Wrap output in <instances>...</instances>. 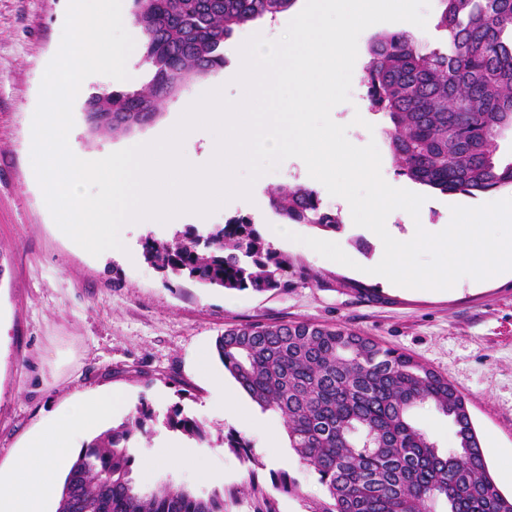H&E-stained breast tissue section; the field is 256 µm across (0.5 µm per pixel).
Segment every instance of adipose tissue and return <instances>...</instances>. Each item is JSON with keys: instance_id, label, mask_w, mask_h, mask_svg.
Returning <instances> with one entry per match:
<instances>
[{"instance_id": "obj_1", "label": "adipose tissue", "mask_w": 512, "mask_h": 512, "mask_svg": "<svg viewBox=\"0 0 512 512\" xmlns=\"http://www.w3.org/2000/svg\"><path fill=\"white\" fill-rule=\"evenodd\" d=\"M112 410L111 399H84L31 437L9 472L0 473V512H46L65 459L77 440Z\"/></svg>"}]
</instances>
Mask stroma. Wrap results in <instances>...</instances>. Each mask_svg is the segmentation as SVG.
<instances>
[{
  "instance_id": "stroma-1",
  "label": "stroma",
  "mask_w": 512,
  "mask_h": 512,
  "mask_svg": "<svg viewBox=\"0 0 512 512\" xmlns=\"http://www.w3.org/2000/svg\"><path fill=\"white\" fill-rule=\"evenodd\" d=\"M68 0H0V467H9L29 435L54 414L84 397L114 395L105 427L124 421L140 403L156 420L132 442L142 459L183 445L174 473L195 487L241 485L247 467L224 446L228 434L247 442L262 479L287 470L302 491L280 500L281 512H305L304 497H322L324 487L289 448L280 416L262 409L215 359L224 329L251 322L311 321L343 326L398 349L435 370L464 396L486 448V462L500 491L493 451L512 448V276L481 286L460 280L453 291L405 292L366 280L357 270L326 259L301 244L318 236L308 224L292 225L298 241L275 240L295 273L287 287L262 293L205 287L163 275L143 255L146 239L172 240L181 227L127 225L123 236L132 260L98 257L75 248L60 232L33 177L31 118L47 64L62 38ZM375 30L361 33L350 99L335 108L351 143L387 146L383 115L365 106L363 76ZM198 80H187L174 102L192 98ZM165 103L150 123L127 134L91 133L83 103L73 106V137L86 155L115 152L172 126L177 114ZM362 124H354V117ZM315 189L324 207L336 210L334 196L295 160L264 174L263 204L249 210L231 200L213 213L212 225L251 216L258 231L277 223L268 200L281 185ZM428 200L426 219L448 223L454 205L475 207L490 200L444 195L415 187ZM212 356L200 370V353ZM242 415L229 419L226 399ZM201 420L206 443L168 430L163 420L173 407ZM262 421L256 430L254 421Z\"/></svg>"
}]
</instances>
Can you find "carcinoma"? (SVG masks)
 I'll return each instance as SVG.
<instances>
[{
    "label": "carcinoma",
    "mask_w": 512,
    "mask_h": 512,
    "mask_svg": "<svg viewBox=\"0 0 512 512\" xmlns=\"http://www.w3.org/2000/svg\"><path fill=\"white\" fill-rule=\"evenodd\" d=\"M295 0H132L142 35L145 91L106 89L84 101L94 133H117L110 114L145 125L180 84L224 67L234 30L288 10ZM443 45L429 48L402 31L380 34L365 69L367 99L389 119L388 143L398 174L442 194L471 197L512 188V159L498 156L512 130V0H441ZM270 206L285 224L334 231L340 221L317 192L284 186ZM146 260L164 273L230 290L263 292L288 285V257L273 250L249 216L206 232L187 227L170 242L147 240ZM224 369L262 408L282 418L300 461L327 496L307 512H512L494 482L465 397L412 356L353 330L315 322L232 325L217 339ZM431 404L455 428L457 446L442 450L414 425L411 410ZM154 420L143 403L117 427L80 450L56 495L55 512H280V497L300 495L281 470L271 486L258 480L248 443L224 444L248 467L244 487L195 489L173 473L142 484L133 475L129 440ZM164 425L200 443L203 423L178 406Z\"/></svg>",
    "instance_id": "1"
}]
</instances>
